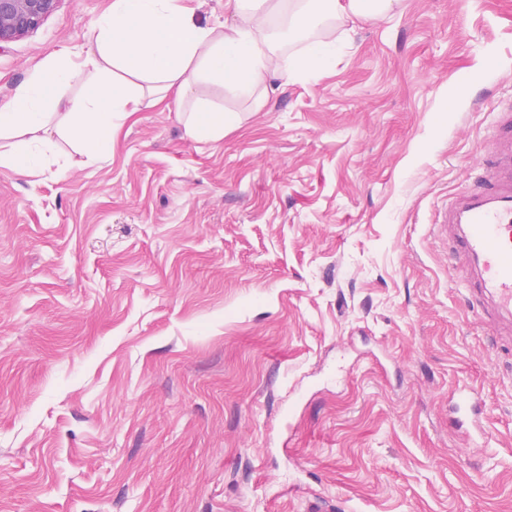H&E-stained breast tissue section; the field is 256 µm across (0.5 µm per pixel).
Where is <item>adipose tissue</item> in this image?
<instances>
[{"instance_id":"1","label":"adipose tissue","mask_w":512,"mask_h":512,"mask_svg":"<svg viewBox=\"0 0 512 512\" xmlns=\"http://www.w3.org/2000/svg\"><path fill=\"white\" fill-rule=\"evenodd\" d=\"M394 0H300L290 29L306 34L325 19L338 25L386 17ZM233 20L204 24L186 0H111L96 22V48L79 64L49 61L32 80L0 103V165L30 174L50 165L66 167L58 148L67 141L95 161L112 146V135L141 109L158 104L159 94L175 93L189 103L185 131L203 142L222 140L237 127V111L198 95L217 85L261 108L271 79L301 81L308 70L336 58V44L316 39L274 64L271 17L281 0H227Z\"/></svg>"}]
</instances>
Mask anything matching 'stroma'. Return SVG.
<instances>
[{"mask_svg":"<svg viewBox=\"0 0 512 512\" xmlns=\"http://www.w3.org/2000/svg\"><path fill=\"white\" fill-rule=\"evenodd\" d=\"M108 5L0 44V103ZM335 38L221 141L170 96L96 162L0 166V512H512V321L438 232L512 109V0ZM458 402L456 410L461 413L457 419L458 426L465 429L468 437L476 447L485 443V432L479 420L480 401L478 394L467 385H460L456 389Z\"/></svg>","mask_w":512,"mask_h":512,"instance_id":"35a3bbf8","label":"stroma"}]
</instances>
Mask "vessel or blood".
<instances>
[{
  "label": "vessel or blood",
  "mask_w": 512,
  "mask_h": 512,
  "mask_svg": "<svg viewBox=\"0 0 512 512\" xmlns=\"http://www.w3.org/2000/svg\"><path fill=\"white\" fill-rule=\"evenodd\" d=\"M496 164L480 186L460 193L444 211L443 228L458 262L457 272L476 302L495 318L512 317V113H496ZM457 423L475 446L485 442L480 401L469 386L456 389Z\"/></svg>",
  "instance_id": "vessel-or-blood-1"
}]
</instances>
